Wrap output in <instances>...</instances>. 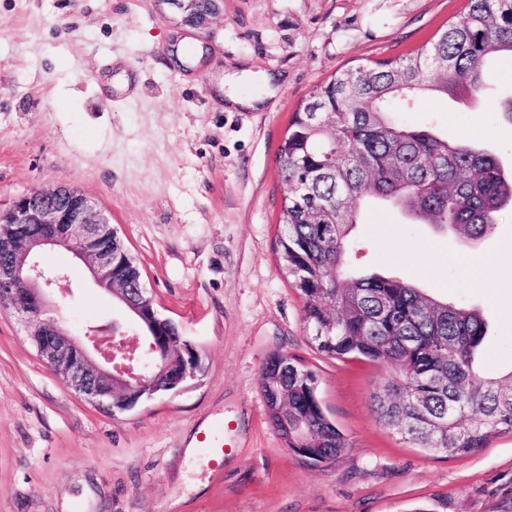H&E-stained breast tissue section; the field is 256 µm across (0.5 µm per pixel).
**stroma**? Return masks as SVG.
Masks as SVG:
<instances>
[{"instance_id": "stroma-1", "label": "stroma", "mask_w": 512, "mask_h": 512, "mask_svg": "<svg viewBox=\"0 0 512 512\" xmlns=\"http://www.w3.org/2000/svg\"><path fill=\"white\" fill-rule=\"evenodd\" d=\"M466 0H223L207 32L157 0H0V209L67 185L107 211L162 317L201 355L178 390L110 413L75 394L26 328L0 310V512H414L445 496L487 512L512 489V436L446 458L386 429L371 395L391 369L311 349L302 298L275 251L284 186L277 148L299 104L337 69L398 58L456 19ZM199 48L175 64L177 43ZM262 97L229 106L218 85ZM495 104L421 98L402 118L474 140L512 167V125ZM361 266L489 320L485 365H512V215L478 248L366 206ZM51 297L72 334L129 324L121 304L63 251ZM317 373V396L349 443L307 466L269 425L260 378L276 353ZM223 433L215 461L200 428Z\"/></svg>"}]
</instances>
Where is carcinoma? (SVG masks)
I'll list each match as a JSON object with an SVG mask.
<instances>
[{
    "mask_svg": "<svg viewBox=\"0 0 512 512\" xmlns=\"http://www.w3.org/2000/svg\"><path fill=\"white\" fill-rule=\"evenodd\" d=\"M512 55V0H467L464 12L402 58L339 69L315 85L289 123L276 164L285 191L275 251L303 298L310 344L340 358L385 362L391 376L372 395L382 424L418 448L464 456L493 434L512 435V369L483 371L488 323L475 307L425 294L411 282L355 272L351 232L373 198L474 247L512 211V171L482 145L450 142L432 125L391 115L428 94L485 98L491 65ZM336 113L324 126L318 112ZM302 356L274 354L260 390L285 448L309 463L348 448L316 395Z\"/></svg>",
    "mask_w": 512,
    "mask_h": 512,
    "instance_id": "cac0c4a2",
    "label": "carcinoma"
}]
</instances>
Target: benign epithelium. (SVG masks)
<instances>
[{
  "label": "benign epithelium",
  "instance_id": "7a95c632",
  "mask_svg": "<svg viewBox=\"0 0 512 512\" xmlns=\"http://www.w3.org/2000/svg\"><path fill=\"white\" fill-rule=\"evenodd\" d=\"M158 2L180 24L204 31L221 0H210L205 15L199 14L198 0ZM48 250H63L82 261L94 284L118 296L137 320L149 317L166 328L174 323L144 298L139 281L115 273V256L124 247L93 197L60 185L25 194L0 210V308L26 324L38 352L76 394L109 411L134 408L142 400L141 388L171 369L166 353L148 331L129 335L115 327L103 348L97 335L87 333L80 340L61 317L48 315L49 293L66 280L41 262ZM181 350L182 366L163 393L179 389L202 368L196 349L184 344Z\"/></svg>",
  "mask_w": 512,
  "mask_h": 512
}]
</instances>
